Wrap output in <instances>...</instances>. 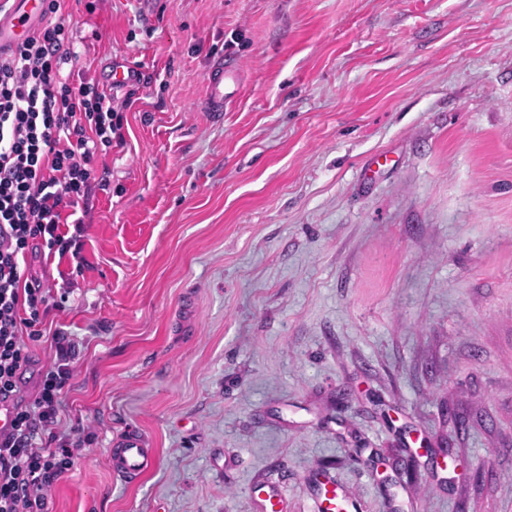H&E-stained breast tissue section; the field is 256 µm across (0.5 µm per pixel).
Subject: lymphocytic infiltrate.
<instances>
[{
	"mask_svg": "<svg viewBox=\"0 0 512 512\" xmlns=\"http://www.w3.org/2000/svg\"><path fill=\"white\" fill-rule=\"evenodd\" d=\"M78 57L64 21L49 22L0 58V395L11 400L0 443V512H47L49 491L72 466L57 423L77 346L52 336L54 356L34 398L17 396L32 362L28 341L44 336L51 305L23 262L79 259L69 220L95 177V164L124 143V115L90 78L62 76Z\"/></svg>",
	"mask_w": 512,
	"mask_h": 512,
	"instance_id": "obj_1",
	"label": "lymphocytic infiltrate"
}]
</instances>
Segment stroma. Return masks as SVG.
<instances>
[{
  "instance_id": "obj_1",
  "label": "stroma",
  "mask_w": 512,
  "mask_h": 512,
  "mask_svg": "<svg viewBox=\"0 0 512 512\" xmlns=\"http://www.w3.org/2000/svg\"><path fill=\"white\" fill-rule=\"evenodd\" d=\"M62 12L74 70L144 77L82 263L30 260L79 350L49 512H253L262 481L312 512L321 470L356 512H512V0ZM226 77L234 82L236 73L228 67L224 72V60L207 77L206 105L211 112H223L225 100L236 92V89L224 92V79ZM147 446L145 438L136 431L117 434L109 448L113 475L131 483L148 470L152 460Z\"/></svg>"
}]
</instances>
